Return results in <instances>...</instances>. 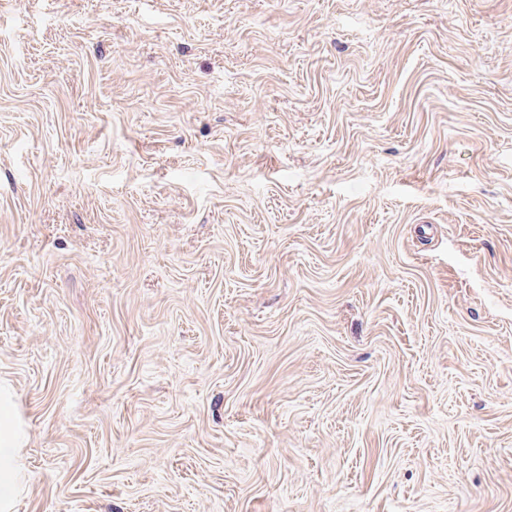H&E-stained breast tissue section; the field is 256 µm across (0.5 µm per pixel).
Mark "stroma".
Segmentation results:
<instances>
[{
  "label": "stroma",
  "mask_w": 512,
  "mask_h": 512,
  "mask_svg": "<svg viewBox=\"0 0 512 512\" xmlns=\"http://www.w3.org/2000/svg\"><path fill=\"white\" fill-rule=\"evenodd\" d=\"M6 512H512V0H0ZM19 436L7 428L0 431V504L10 501L19 491L15 468V448Z\"/></svg>",
  "instance_id": "35a3bbf8"
}]
</instances>
